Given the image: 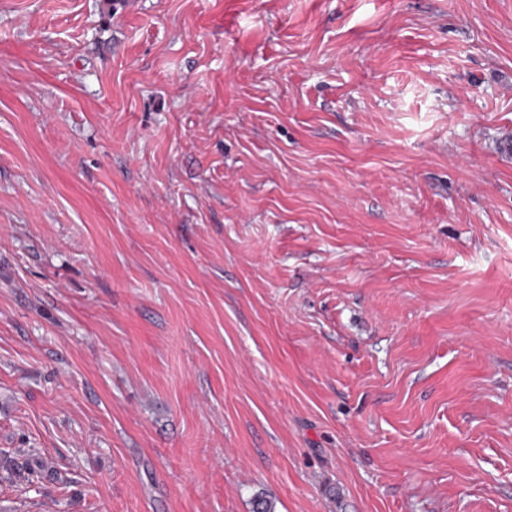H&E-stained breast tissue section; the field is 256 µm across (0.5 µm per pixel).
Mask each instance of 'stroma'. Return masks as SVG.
Listing matches in <instances>:
<instances>
[{"instance_id":"obj_1","label":"stroma","mask_w":512,"mask_h":512,"mask_svg":"<svg viewBox=\"0 0 512 512\" xmlns=\"http://www.w3.org/2000/svg\"><path fill=\"white\" fill-rule=\"evenodd\" d=\"M512 0H0V505L512 512Z\"/></svg>"}]
</instances>
